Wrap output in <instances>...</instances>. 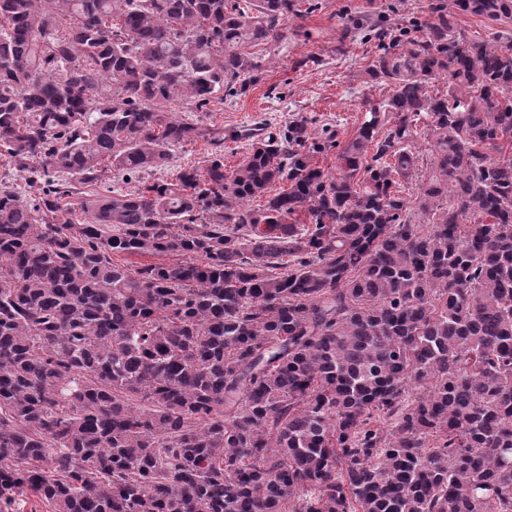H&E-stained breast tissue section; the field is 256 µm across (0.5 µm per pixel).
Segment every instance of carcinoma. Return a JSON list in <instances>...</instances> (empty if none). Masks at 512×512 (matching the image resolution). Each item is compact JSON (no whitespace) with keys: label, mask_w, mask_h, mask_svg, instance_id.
Masks as SVG:
<instances>
[{"label":"carcinoma","mask_w":512,"mask_h":512,"mask_svg":"<svg viewBox=\"0 0 512 512\" xmlns=\"http://www.w3.org/2000/svg\"><path fill=\"white\" fill-rule=\"evenodd\" d=\"M291 15L0 0V155L33 175L0 178V512H512V43L443 5L377 28L335 174L294 124L75 218L106 168L223 141L165 103L246 92Z\"/></svg>","instance_id":"cac0c4a2"}]
</instances>
